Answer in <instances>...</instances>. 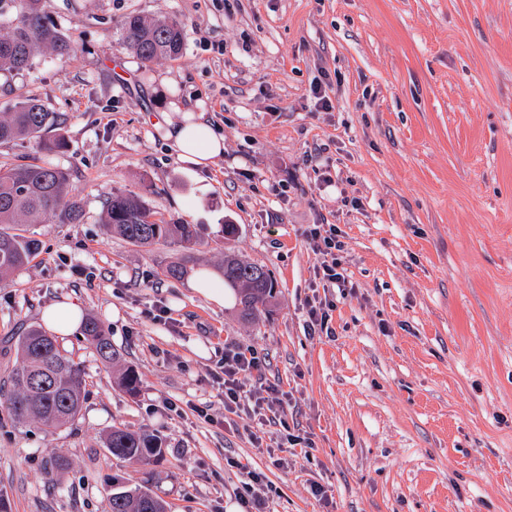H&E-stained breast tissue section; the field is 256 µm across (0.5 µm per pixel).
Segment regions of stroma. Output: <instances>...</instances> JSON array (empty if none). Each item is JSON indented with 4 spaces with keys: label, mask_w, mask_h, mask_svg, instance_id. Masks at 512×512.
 I'll return each mask as SVG.
<instances>
[{
    "label": "stroma",
    "mask_w": 512,
    "mask_h": 512,
    "mask_svg": "<svg viewBox=\"0 0 512 512\" xmlns=\"http://www.w3.org/2000/svg\"><path fill=\"white\" fill-rule=\"evenodd\" d=\"M44 9L80 51L0 74V109L38 98L67 147L0 144V164L67 170L85 220L31 225L39 254L0 286V385L17 336L66 296L141 385L128 396L82 334L59 338L85 370V403L57 430L14 425L0 406L13 512H111L113 483L143 481L170 512H243L230 456L272 485L269 512H512V0ZM132 12L183 21L182 55L145 63L123 48ZM185 112L224 137L209 168L168 147ZM116 190L168 223L201 225L203 245L187 255L108 235L101 210ZM226 224L238 228L227 241ZM315 224L341 229L352 294L316 279ZM228 252L274 273L270 316L244 321L188 287L187 273ZM173 263L184 277L165 276ZM315 296L333 303L332 335L305 333ZM156 305L167 321L148 317ZM228 344L265 355L251 389L287 393V426L225 413L214 375ZM116 422L163 436L164 461L112 458L103 441Z\"/></svg>",
    "instance_id": "obj_1"
}]
</instances>
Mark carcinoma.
Listing matches in <instances>:
<instances>
[{
    "mask_svg": "<svg viewBox=\"0 0 512 512\" xmlns=\"http://www.w3.org/2000/svg\"><path fill=\"white\" fill-rule=\"evenodd\" d=\"M122 45L144 62L175 59L185 47L184 23L130 13L122 24ZM78 50L77 43L49 21L43 0H0V71L19 73L37 55L71 58ZM55 125V113L39 100L20 94L0 113V144L39 139L43 150L52 152L66 146L60 137L44 139ZM84 217L81 201L71 194L66 170L45 162L0 164V284L37 255L40 241L30 225L80 224ZM101 224L108 233L144 248L162 244L190 253L202 243L198 225L169 224L140 196L122 190L107 199ZM222 272L224 284L237 295L243 319L255 320L269 311L277 295V282L269 269L226 255ZM82 333L103 363H121L120 352L97 321H86ZM16 347L20 360L10 373V390L4 396L11 420L21 426L35 423L55 429L74 421L85 399L83 367L38 327L18 337ZM118 382L133 396L140 379L133 367L126 366ZM105 448L113 458L133 465L158 463L165 455L160 436L123 423L112 425ZM112 512H167V505L144 483L124 485L112 488Z\"/></svg>",
    "mask_w": 512,
    "mask_h": 512,
    "instance_id": "obj_1",
    "label": "carcinoma"
}]
</instances>
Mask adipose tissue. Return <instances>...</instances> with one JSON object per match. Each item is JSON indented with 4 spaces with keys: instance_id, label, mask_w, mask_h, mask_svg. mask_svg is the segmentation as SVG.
Returning <instances> with one entry per match:
<instances>
[{
    "instance_id": "ef3b65f1",
    "label": "adipose tissue",
    "mask_w": 512,
    "mask_h": 512,
    "mask_svg": "<svg viewBox=\"0 0 512 512\" xmlns=\"http://www.w3.org/2000/svg\"><path fill=\"white\" fill-rule=\"evenodd\" d=\"M171 147L179 160L204 167L224 153V138L210 124L187 112L181 122L168 130ZM81 304L64 297L46 305L40 314L43 325L56 335H72L83 321Z\"/></svg>"
}]
</instances>
